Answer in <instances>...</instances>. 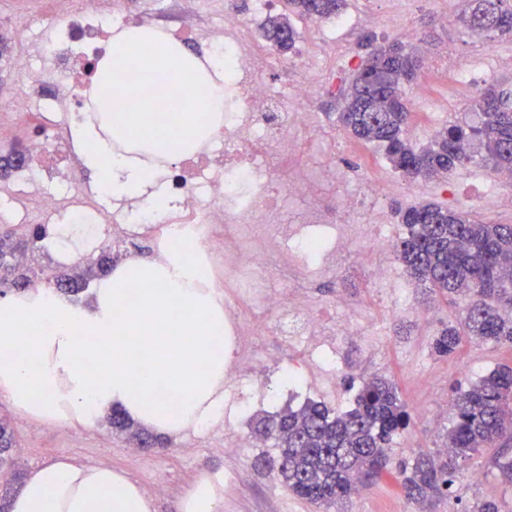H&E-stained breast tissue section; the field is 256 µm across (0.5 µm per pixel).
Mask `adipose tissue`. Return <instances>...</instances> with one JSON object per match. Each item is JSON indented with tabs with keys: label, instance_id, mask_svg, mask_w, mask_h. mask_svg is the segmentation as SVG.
I'll return each instance as SVG.
<instances>
[{
	"label": "adipose tissue",
	"instance_id": "adipose-tissue-1",
	"mask_svg": "<svg viewBox=\"0 0 512 512\" xmlns=\"http://www.w3.org/2000/svg\"><path fill=\"white\" fill-rule=\"evenodd\" d=\"M99 63L111 84L84 90L71 128L80 162L112 198L158 213L171 207L155 161L175 162L224 124V69L152 28L113 26ZM201 269L165 252L129 259L99 282L89 306L40 294L0 299V401L25 417L86 425L117 410L156 434L197 431L224 413L233 359L224 302L202 288ZM142 297L130 309L127 288ZM182 309L172 321L174 309ZM182 394L170 404L167 393ZM224 480L201 475L180 512H222ZM9 512H153L139 484L108 465L68 459L33 470Z\"/></svg>",
	"mask_w": 512,
	"mask_h": 512
}]
</instances>
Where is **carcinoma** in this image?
<instances>
[{
  "label": "carcinoma",
  "mask_w": 512,
  "mask_h": 512,
  "mask_svg": "<svg viewBox=\"0 0 512 512\" xmlns=\"http://www.w3.org/2000/svg\"><path fill=\"white\" fill-rule=\"evenodd\" d=\"M288 13L270 16L263 37L278 53L292 50L296 30L289 15L309 20L336 17L345 0H287ZM512 15V0H467L460 17L465 29L489 38L512 35V27L495 29L492 21ZM417 61L399 42L372 48L360 65L340 113L341 126L355 138L383 148L392 167L410 178L448 176L478 159L496 171L512 170V105L509 96L493 87L476 98L472 125L451 124L436 132L423 147L406 136L410 112L404 83ZM22 164L18 151L0 156V177ZM406 234L396 245V257L417 283L435 289L450 301L470 299L460 325L443 328L434 348L455 352L462 337L495 344H512V224H487L462 208L422 203L399 211ZM46 235L33 224L23 239L0 232V286L25 290L28 278L15 263L19 253H35ZM109 252L96 267L80 274L55 276L58 291L76 293L88 275L106 273ZM455 420L448 430V450L420 451L402 470L408 498L426 501L454 484L459 461L486 448L497 449L494 465L512 482V367L502 366L466 389L456 390ZM115 431L146 442L148 435L118 412L108 416ZM397 389L383 378L363 382L354 407L342 414L322 402L309 401L264 420L260 435L272 441L273 454L257 458L258 465L277 471L293 494L320 508L357 493L386 466V452L399 430L409 425ZM14 431L0 419V470L13 466Z\"/></svg>",
  "instance_id": "carcinoma-1"
}]
</instances>
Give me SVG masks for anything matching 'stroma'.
<instances>
[{
  "label": "stroma",
  "mask_w": 512,
  "mask_h": 512,
  "mask_svg": "<svg viewBox=\"0 0 512 512\" xmlns=\"http://www.w3.org/2000/svg\"><path fill=\"white\" fill-rule=\"evenodd\" d=\"M442 7V0H413L400 26L391 0H346V13L358 18L350 31L324 44L307 64H300L297 52L291 51L263 74L267 86L282 94L290 92L306 70L319 75L323 86L311 109L314 130L306 149L335 164L348 187L371 173L391 178L395 190L380 196L376 207L396 239L405 232L397 209L422 202L463 208L489 224H512V186L490 184L491 171L484 165L472 163L440 179H410L391 167L382 148L358 142L338 123L344 92L367 54L369 38L377 44L399 41L419 51L422 65L405 85L412 114L407 137L414 144H426L448 123L469 121L472 97L491 84L512 92V38L483 40L459 24L445 28L439 22ZM370 12L379 13L377 25L365 24ZM452 56L466 64L471 82L446 71ZM405 274L404 267H397L395 278L380 288L367 267L343 275L314 270L305 290L308 308L321 313L326 322L346 319L354 328L348 336L330 332L322 337V344L332 349L328 368L309 362L306 343L294 346L288 337L278 335L277 318L269 316L242 344L250 370L224 381L223 417L161 447H133L102 418L85 426L47 423L20 416L0 402V417L10 418L17 440L16 471L25 474L65 458L112 466L145 488L160 470L168 487L153 495L155 512H179L188 489L208 472L231 482L224 491V512H322L288 492L276 472L255 467L258 449L246 446L227 454L217 450L216 443L233 433L249 439L259 419L312 400L347 411L363 380L379 376L396 386L411 423L394 437L380 476L329 512H470L474 503L486 498L495 499L500 512H512V485L501 480L489 451L460 463L452 492L442 499L416 503L401 487L404 462L419 449L443 447L456 388L467 387L502 365L512 366V348L467 338L454 354H438L434 341L448 322L456 320V310L424 286L402 297L400 279Z\"/></svg>",
  "instance_id": "obj_1"
}]
</instances>
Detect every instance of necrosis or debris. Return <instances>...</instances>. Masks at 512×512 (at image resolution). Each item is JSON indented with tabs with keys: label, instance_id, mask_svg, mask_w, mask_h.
Segmentation results:
<instances>
[{
	"label": "necrosis or debris",
	"instance_id": "4bbe7bcc",
	"mask_svg": "<svg viewBox=\"0 0 512 512\" xmlns=\"http://www.w3.org/2000/svg\"><path fill=\"white\" fill-rule=\"evenodd\" d=\"M64 15L44 13L46 36L36 51L43 66L18 55L16 70L25 83L23 95L0 109V137L18 132L28 121L29 161L14 171L6 187L14 198L12 211L0 213L2 224H78L85 248L83 259L96 256L109 241L152 239L155 246L182 243L192 247L190 258L204 270V287L233 289L237 306L224 309L232 335L245 336L250 323L270 312H288L283 335H316L320 320L297 296L307 287L309 272L294 256L292 247H312L299 239L298 224H341L355 213L373 214L382 185L374 176L362 179L358 190L345 186L334 165H323L317 179L306 173V141L311 132L307 107L321 82L306 75L292 87L293 109L258 78L260 67L270 64L271 50L257 42L251 19L242 15L234 0L224 3V34L216 36L197 22L196 0H163L167 10L181 14L184 35L211 45L223 44L232 60V73L224 84V128L204 144L171 164L164 180L173 207L149 220L127 217L110 209L101 195L88 187L79 167L77 148L69 131L82 107L80 91L98 77V64L109 50L107 25L128 24L121 0H74ZM305 202L297 225L282 226L278 239L256 237L250 253H243L238 230L244 224H265L279 212L284 197ZM281 251L278 276L283 292L268 291L262 269L269 255Z\"/></svg>",
	"mask_w": 512,
	"mask_h": 512
}]
</instances>
